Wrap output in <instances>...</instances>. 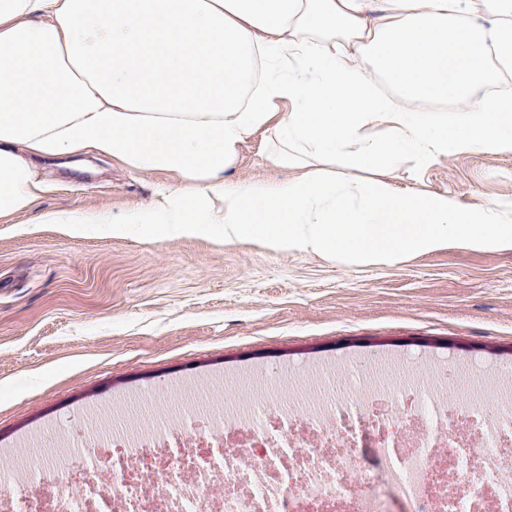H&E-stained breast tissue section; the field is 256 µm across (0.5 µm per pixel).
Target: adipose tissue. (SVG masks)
I'll use <instances>...</instances> for the list:
<instances>
[{"label":"adipose tissue","mask_w":512,"mask_h":512,"mask_svg":"<svg viewBox=\"0 0 512 512\" xmlns=\"http://www.w3.org/2000/svg\"><path fill=\"white\" fill-rule=\"evenodd\" d=\"M512 0H0V219L46 167L92 154L172 176L95 216L114 235L261 242L350 265L452 245L512 249V201L388 181L478 149L512 154ZM454 103V116L432 111ZM274 182L225 179L257 135ZM370 168L356 180L337 165Z\"/></svg>","instance_id":"obj_1"}]
</instances>
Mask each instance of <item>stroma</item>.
I'll return each instance as SVG.
<instances>
[{
    "label": "stroma",
    "mask_w": 512,
    "mask_h": 512,
    "mask_svg": "<svg viewBox=\"0 0 512 512\" xmlns=\"http://www.w3.org/2000/svg\"><path fill=\"white\" fill-rule=\"evenodd\" d=\"M283 176L257 137L230 174ZM389 176L471 204L512 200L511 154L474 150L420 173L407 160ZM164 180L95 159L58 166L38 208L85 223H0V458L15 474L36 451L75 467L71 441L103 422L134 432L184 404L243 406L276 391L310 407L379 363L402 391L422 375L512 388V250L451 246L354 266L90 223L138 209Z\"/></svg>",
    "instance_id": "obj_1"
}]
</instances>
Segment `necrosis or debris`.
I'll use <instances>...</instances> for the list:
<instances>
[{"label": "necrosis or debris", "mask_w": 512, "mask_h": 512, "mask_svg": "<svg viewBox=\"0 0 512 512\" xmlns=\"http://www.w3.org/2000/svg\"><path fill=\"white\" fill-rule=\"evenodd\" d=\"M370 412L329 398L316 409L264 397L245 407L191 409L174 423L128 434L105 426L86 461L60 479L42 456L23 479L0 481V512H512V399L493 419L473 397L447 401L420 384L410 406L367 374ZM383 441L373 472L352 454L360 436ZM43 490L31 502L20 483Z\"/></svg>", "instance_id": "1"}]
</instances>
